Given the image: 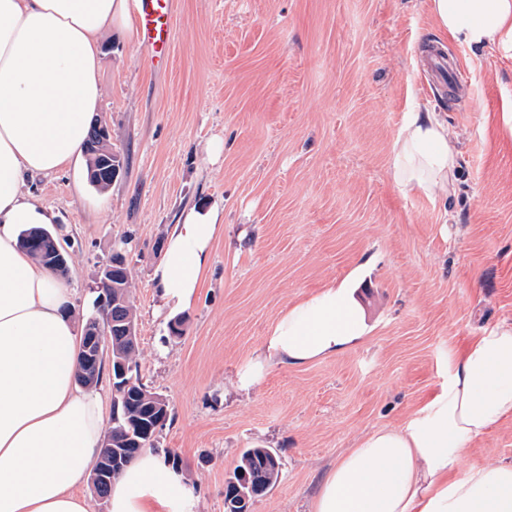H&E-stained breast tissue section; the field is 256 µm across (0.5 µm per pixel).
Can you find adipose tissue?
I'll return each instance as SVG.
<instances>
[{
    "instance_id": "ef3b65f1",
    "label": "adipose tissue",
    "mask_w": 512,
    "mask_h": 512,
    "mask_svg": "<svg viewBox=\"0 0 512 512\" xmlns=\"http://www.w3.org/2000/svg\"><path fill=\"white\" fill-rule=\"evenodd\" d=\"M134 0H0V512H91L82 488L101 453V394L77 381L78 321L65 279L19 245L50 216L25 178L81 159L101 99V40L134 38ZM439 27L470 48L512 49V0H431ZM460 151L438 113L408 112L390 156L402 189L431 199L456 191ZM224 223L219 204L185 211L153 280L170 314L191 309ZM350 284L288 306L240 373L303 366L367 338ZM512 418V321L482 330L448 359L438 395L403 424L365 436L323 477L313 512H512V461L461 469L464 448ZM190 489L151 450L113 481L109 512H182Z\"/></svg>"
}]
</instances>
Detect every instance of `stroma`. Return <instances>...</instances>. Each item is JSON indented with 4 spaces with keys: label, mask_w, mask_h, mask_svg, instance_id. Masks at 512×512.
I'll return each mask as SVG.
<instances>
[{
    "label": "stroma",
    "mask_w": 512,
    "mask_h": 512,
    "mask_svg": "<svg viewBox=\"0 0 512 512\" xmlns=\"http://www.w3.org/2000/svg\"><path fill=\"white\" fill-rule=\"evenodd\" d=\"M166 68L138 40L104 38L96 112L124 168L100 190L86 173L29 176L69 261L79 320L96 274L127 255L139 373L165 396L170 449L196 490L192 512H224L244 449H272L275 487L252 512H311L325 473L374 429L397 426L440 393L449 354L512 321V51L455 43L430 0H176ZM461 58L473 111L425 91L429 45ZM448 116L461 152L456 195L403 191L393 142L415 102ZM223 139L224 152L207 147ZM224 208L210 269L181 335L152 281L179 216ZM367 274L365 343L305 366L272 365L237 386L279 314L329 283ZM512 461V418L462 454L466 468Z\"/></svg>",
    "instance_id": "stroma-1"
}]
</instances>
